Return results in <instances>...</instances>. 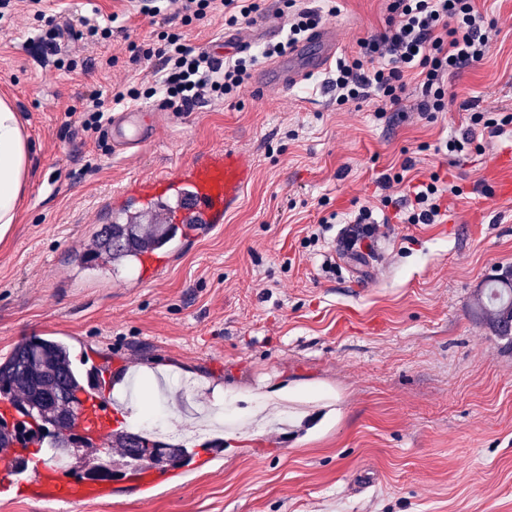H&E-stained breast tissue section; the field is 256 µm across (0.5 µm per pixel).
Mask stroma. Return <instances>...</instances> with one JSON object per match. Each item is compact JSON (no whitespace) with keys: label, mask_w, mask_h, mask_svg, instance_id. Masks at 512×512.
<instances>
[{"label":"stroma","mask_w":512,"mask_h":512,"mask_svg":"<svg viewBox=\"0 0 512 512\" xmlns=\"http://www.w3.org/2000/svg\"><path fill=\"white\" fill-rule=\"evenodd\" d=\"M477 4L498 20L492 52L452 80L456 103L434 118L414 111L412 84L399 114L378 115L372 99L337 105L330 69L288 91L246 87L164 112L158 138L131 158L102 151L77 120L92 90L151 80L152 64L128 61L129 41L155 29L140 0H55L72 18H125L106 41L72 44L71 73L30 53L24 0L0 20V98L33 145L20 220L0 237V358L59 337L84 348L85 368L137 373L141 399L157 375L188 376L196 393L164 398L175 445L213 388L236 412L223 432L188 440L210 466L183 486L145 497L115 477L111 497L83 512H512V346L474 310L487 278L512 269V196L497 191L512 169L493 165L512 132L465 157L435 152L467 127L460 102L512 111V0ZM338 6L321 23L340 54L387 27V0ZM227 145L254 180L159 281L125 288L95 269L70 286L51 279L100 233L115 189ZM407 156L417 178L438 174L461 194L444 199L439 223L381 227L357 271L337 258L336 235L378 204V177ZM323 219L324 242L306 244Z\"/></svg>","instance_id":"stroma-1"}]
</instances>
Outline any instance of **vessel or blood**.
Listing matches in <instances>:
<instances>
[{"label":"vessel or blood","mask_w":512,"mask_h":512,"mask_svg":"<svg viewBox=\"0 0 512 512\" xmlns=\"http://www.w3.org/2000/svg\"><path fill=\"white\" fill-rule=\"evenodd\" d=\"M336 35L332 28L317 29L308 40L262 66L254 75L255 88L283 90L306 75L327 69L336 56ZM162 114L155 108H127L113 113L105 137L113 152L142 149L157 135ZM254 178V168L237 147L199 152L185 162L151 178L134 179L108 199L114 223L122 224L145 206L172 213L174 229L164 243L138 253L128 282L142 288L153 282L182 254L187 244L208 236L235 210L244 189ZM112 372L104 370L102 380L81 394L72 426L74 433L101 444L112 431ZM202 460L187 461L168 476L155 475L146 465L136 466L131 474L144 495H151L161 481L183 485L199 471ZM110 486L71 475L68 465L54 453L44 454L32 468L16 470L11 459L0 458V498L15 495L78 512L80 506L107 498Z\"/></svg>","instance_id":"b4317fda"}]
</instances>
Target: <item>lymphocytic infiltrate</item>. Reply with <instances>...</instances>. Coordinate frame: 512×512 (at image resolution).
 <instances>
[{"label":"lymphocytic infiltrate","instance_id":"f902f5d3","mask_svg":"<svg viewBox=\"0 0 512 512\" xmlns=\"http://www.w3.org/2000/svg\"><path fill=\"white\" fill-rule=\"evenodd\" d=\"M32 16L41 27L39 36L28 39L35 55L54 57L58 67L73 71L77 61L70 54L73 40L96 42L109 38L112 27L106 23L59 20L42 9V0H28ZM476 0H389L390 17L384 32L359 40L355 54L336 63L332 88L337 104L360 102L377 97L378 112L401 109L407 78L417 80L420 99L416 110L430 118L447 111L452 101L448 81L455 74L474 66L488 55L498 33V21L480 12ZM288 10L286 42L267 43L254 51L236 53L216 60L203 47L190 45L185 31L218 14L227 27L237 30L254 25L263 13L259 0H164L163 5L145 6V13L160 17L152 42H129L132 62L159 61L156 79L151 83H127L112 87L109 93L93 91L81 115L84 133L103 141L104 129L113 109L142 99H159L166 110L181 114L192 111L203 99L226 100L246 86L252 70L264 60L280 55L286 44L295 43L316 28L319 10L298 6L297 0H283ZM470 114L461 137L448 139L444 153L460 155L471 151L478 136L495 138L512 125V113L474 110L472 102L461 105ZM412 159H404L400 172L382 174L378 186L382 206H394L395 216L404 224H434L440 220L445 195H459L456 184L441 183L438 175L406 182ZM405 184L404 195L392 197L390 189Z\"/></svg>","mask_w":512,"mask_h":512}]
</instances>
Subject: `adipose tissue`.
<instances>
[{
  "mask_svg": "<svg viewBox=\"0 0 512 512\" xmlns=\"http://www.w3.org/2000/svg\"><path fill=\"white\" fill-rule=\"evenodd\" d=\"M30 160L31 145L23 133L19 114L0 99V233L18 221Z\"/></svg>",
  "mask_w": 512,
  "mask_h": 512,
  "instance_id": "adipose-tissue-1",
  "label": "adipose tissue"
}]
</instances>
